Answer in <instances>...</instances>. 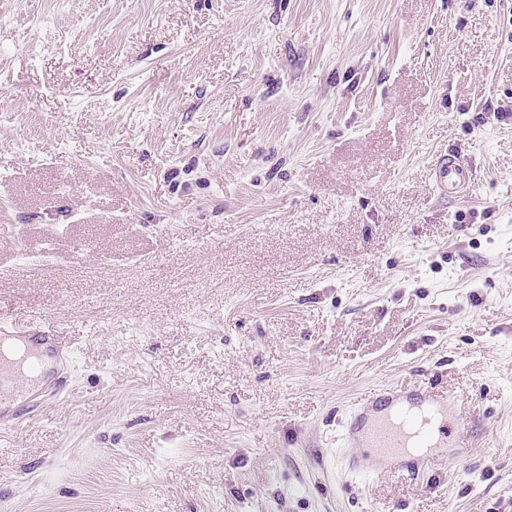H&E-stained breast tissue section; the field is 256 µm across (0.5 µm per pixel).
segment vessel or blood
<instances>
[{
  "mask_svg": "<svg viewBox=\"0 0 512 512\" xmlns=\"http://www.w3.org/2000/svg\"><path fill=\"white\" fill-rule=\"evenodd\" d=\"M439 194L465 196L472 171L455 156L436 163ZM71 348L45 321L0 320V430H11L42 411L63 388L47 378L49 367H61ZM454 400L429 381L410 388L373 392L351 411L344 426L347 444L368 448L391 469L419 477L429 468L430 452L448 445Z\"/></svg>",
  "mask_w": 512,
  "mask_h": 512,
  "instance_id": "obj_1",
  "label": "vessel or blood"
}]
</instances>
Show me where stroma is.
<instances>
[{"mask_svg":"<svg viewBox=\"0 0 512 512\" xmlns=\"http://www.w3.org/2000/svg\"><path fill=\"white\" fill-rule=\"evenodd\" d=\"M510 107L512 0H0V313L72 349L0 512H512ZM424 378L466 447L350 473ZM437 178L436 189L440 195H448V190L463 198L472 181V171L459 161L454 155L439 159L436 163Z\"/></svg>","mask_w":512,"mask_h":512,"instance_id":"stroma-1","label":"stroma"}]
</instances>
